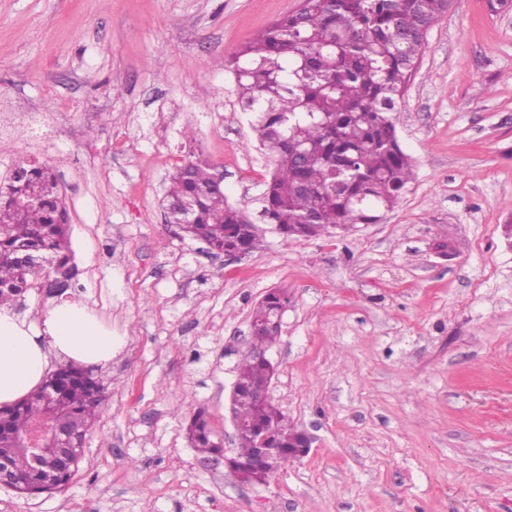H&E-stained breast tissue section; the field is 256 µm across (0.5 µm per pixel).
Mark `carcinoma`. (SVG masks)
Here are the masks:
<instances>
[{
  "mask_svg": "<svg viewBox=\"0 0 512 512\" xmlns=\"http://www.w3.org/2000/svg\"><path fill=\"white\" fill-rule=\"evenodd\" d=\"M453 0H307L305 8L276 20L243 45L229 62L244 109L256 114V130L273 169L265 180L261 213L290 238L347 233L375 224L415 179L395 118L430 29ZM22 173L0 196V306L14 302L46 277H72L68 211L54 168L20 165ZM173 205L166 223L209 245L216 253L250 254L259 237L248 214L212 186L211 164L188 158L169 175ZM188 204L185 217L181 204ZM29 255L41 263L21 264ZM288 293L274 290L254 308L251 345L269 347L281 330L269 325ZM269 365L246 353L237 366L232 411L248 426L237 457L254 453L251 434L268 432L278 448L297 434L273 403L259 401ZM103 384L88 367L71 364L48 374L24 400L0 407V458L26 488L42 494L54 459L19 446L37 419H56L85 436L98 415ZM200 454L223 451L206 412L186 426Z\"/></svg>",
  "mask_w": 512,
  "mask_h": 512,
  "instance_id": "obj_1",
  "label": "carcinoma"
}]
</instances>
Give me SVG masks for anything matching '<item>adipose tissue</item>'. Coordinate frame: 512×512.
<instances>
[{
    "label": "adipose tissue",
    "mask_w": 512,
    "mask_h": 512,
    "mask_svg": "<svg viewBox=\"0 0 512 512\" xmlns=\"http://www.w3.org/2000/svg\"><path fill=\"white\" fill-rule=\"evenodd\" d=\"M112 333L81 301L63 299L35 325L0 308V405L13 404L38 389L52 359L78 366L112 359Z\"/></svg>",
    "instance_id": "obj_1"
}]
</instances>
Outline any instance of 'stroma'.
Masks as SVG:
<instances>
[{
  "label": "stroma",
  "mask_w": 512,
  "mask_h": 512,
  "mask_svg": "<svg viewBox=\"0 0 512 512\" xmlns=\"http://www.w3.org/2000/svg\"><path fill=\"white\" fill-rule=\"evenodd\" d=\"M301 0H0V181L56 171L67 298L117 351L62 491L0 488V512H512V0H454L395 114L416 179L374 224L208 251L164 219L190 154L257 218L272 169L226 64ZM447 244V256L438 253ZM291 304L269 394L315 438L263 485L224 460L252 312ZM205 410L223 457L191 446Z\"/></svg>",
  "instance_id": "35a3bbf8"
}]
</instances>
